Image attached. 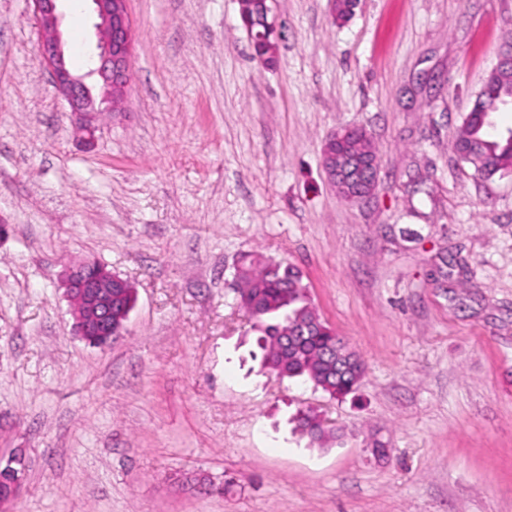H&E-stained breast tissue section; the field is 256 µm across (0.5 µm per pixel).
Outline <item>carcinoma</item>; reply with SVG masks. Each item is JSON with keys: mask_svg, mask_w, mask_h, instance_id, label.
<instances>
[{"mask_svg": "<svg viewBox=\"0 0 512 512\" xmlns=\"http://www.w3.org/2000/svg\"><path fill=\"white\" fill-rule=\"evenodd\" d=\"M510 104L512 68L487 77L455 138V148L465 152L463 162L487 178L512 173V129L505 135L490 132L492 115ZM336 153L340 158L376 156L373 140L364 129L338 145ZM237 273L259 312L252 329L258 333L264 366L282 378L301 379L332 398L353 393L364 374L360 357L348 348L336 347V335L312 304L300 271L250 254ZM294 420L296 431L313 443L329 437L310 408L298 410Z\"/></svg>", "mask_w": 512, "mask_h": 512, "instance_id": "1", "label": "carcinoma"}]
</instances>
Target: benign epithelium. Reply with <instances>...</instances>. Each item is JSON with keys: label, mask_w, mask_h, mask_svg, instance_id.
Returning <instances> with one entry per match:
<instances>
[{"label": "benign epithelium", "mask_w": 512, "mask_h": 512, "mask_svg": "<svg viewBox=\"0 0 512 512\" xmlns=\"http://www.w3.org/2000/svg\"><path fill=\"white\" fill-rule=\"evenodd\" d=\"M39 23V52L50 70L56 89L63 95L71 112L78 117V129L87 148L97 140V119L105 111L103 104L124 96L132 71L135 30L127 8V0H90L97 19L98 41L89 74L97 77V85L88 86L84 78L68 67L60 31L59 0H31ZM264 10L256 12L257 0H238L239 16L250 41L271 47L278 43L282 25L272 7V0H263ZM353 132L341 128L331 134L322 146V164L331 186L341 184L348 202L371 198L379 184L380 161L370 165L347 158L330 164L332 144ZM64 286L74 316L75 334L89 344L107 346L123 336L124 322L133 305L121 316H112L113 300L121 297L130 283L95 260H86L69 269ZM16 459L0 465V503L14 498L24 480L22 471L13 468Z\"/></svg>", "instance_id": "benign-epithelium-1"}]
</instances>
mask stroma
<instances>
[{
    "mask_svg": "<svg viewBox=\"0 0 512 512\" xmlns=\"http://www.w3.org/2000/svg\"><path fill=\"white\" fill-rule=\"evenodd\" d=\"M133 78L83 150L30 0H0V512H512V175L452 142L512 41V0H274L260 65L237 0H128ZM73 53L90 0L60 4ZM365 128L379 185L349 203L322 144ZM426 193L414 192L417 179ZM301 270L356 351L330 399L250 356L235 270ZM94 259L136 302L108 348L73 334L65 267ZM317 410L345 436L294 430ZM387 444L380 458L372 440ZM294 420L296 422L295 431H298L302 436H307L312 443L322 444L329 437L322 421L310 408L306 410L299 409ZM18 458V456H15L4 466L0 462V503L14 498L21 488L24 474L21 470L17 471L12 466Z\"/></svg>",
    "mask_w": 512,
    "mask_h": 512,
    "instance_id": "35a3bbf8",
    "label": "stroma"
}]
</instances>
